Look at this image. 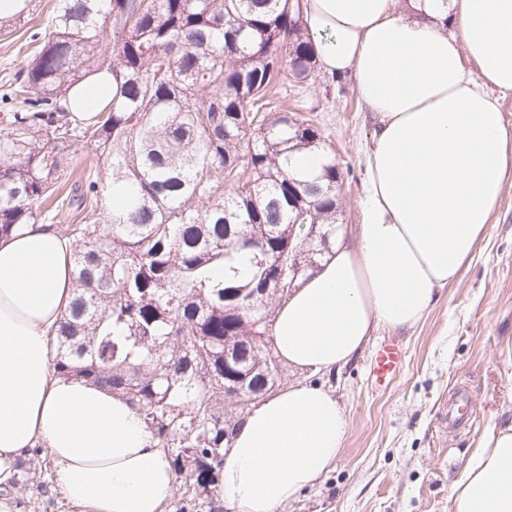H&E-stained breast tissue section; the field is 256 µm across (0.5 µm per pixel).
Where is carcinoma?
Wrapping results in <instances>:
<instances>
[{
	"label": "carcinoma",
	"mask_w": 512,
	"mask_h": 512,
	"mask_svg": "<svg viewBox=\"0 0 512 512\" xmlns=\"http://www.w3.org/2000/svg\"><path fill=\"white\" fill-rule=\"evenodd\" d=\"M32 2L0 18L1 37ZM300 2L56 0L5 93L0 238L42 221L72 246L53 366L127 398L192 502L217 492L250 399L284 378L269 326L298 285L288 266L318 268L314 230L336 245L339 163L311 120L273 101L285 79L318 75ZM103 71L112 101L82 118L70 91ZM79 142L95 159L70 184ZM302 150L328 154L315 181L289 167ZM240 252L248 277L212 276Z\"/></svg>",
	"instance_id": "cac0c4a2"
}]
</instances>
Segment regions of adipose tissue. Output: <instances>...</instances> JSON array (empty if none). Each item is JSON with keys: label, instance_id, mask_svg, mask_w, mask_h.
<instances>
[{"label": "adipose tissue", "instance_id": "1", "mask_svg": "<svg viewBox=\"0 0 512 512\" xmlns=\"http://www.w3.org/2000/svg\"><path fill=\"white\" fill-rule=\"evenodd\" d=\"M321 72L350 76L374 124L362 222L275 310L294 370L337 371L374 330L414 327L488 231L512 181V0H308ZM68 241L36 225L0 239V490L43 445L81 512H162L176 478L135 408L54 375L49 333L73 301ZM348 421L323 386L289 383L237 424L217 493L227 512H279L340 455ZM453 512H512V424L452 488Z\"/></svg>", "mask_w": 512, "mask_h": 512}]
</instances>
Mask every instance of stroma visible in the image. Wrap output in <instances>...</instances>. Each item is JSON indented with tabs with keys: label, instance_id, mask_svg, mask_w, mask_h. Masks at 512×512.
<instances>
[{
	"label": "stroma",
	"instance_id": "obj_1",
	"mask_svg": "<svg viewBox=\"0 0 512 512\" xmlns=\"http://www.w3.org/2000/svg\"><path fill=\"white\" fill-rule=\"evenodd\" d=\"M56 0H35L30 28L0 37V93L16 65L34 52L30 30L48 33ZM284 94L314 120L342 169V231L361 221L364 151L372 122L351 78L285 82ZM404 352V366L387 385H375L371 366L386 345ZM512 183L505 186L488 232L460 277L440 289L416 327L374 331L363 351L337 373L309 380L332 391L349 429L328 472L279 512H451L449 489L463 474L477 442L512 424ZM467 423L445 422L456 401ZM41 487L20 485L13 512H78L54 481L51 458Z\"/></svg>",
	"mask_w": 512,
	"mask_h": 512
}]
</instances>
